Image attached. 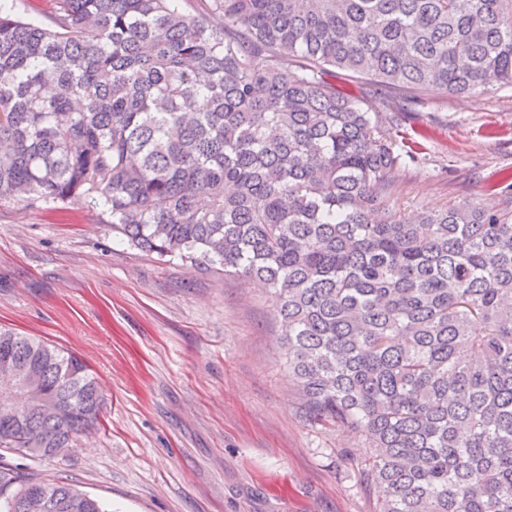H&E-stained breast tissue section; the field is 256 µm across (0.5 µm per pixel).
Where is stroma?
Listing matches in <instances>:
<instances>
[{"mask_svg": "<svg viewBox=\"0 0 512 512\" xmlns=\"http://www.w3.org/2000/svg\"><path fill=\"white\" fill-rule=\"evenodd\" d=\"M386 126L418 145L396 172L403 214L464 202L512 171V88L421 105ZM75 353L102 389L98 428L54 458L0 466L75 485L106 512H378L363 434L309 420L284 326L260 284L128 246L96 212L0 200V328Z\"/></svg>", "mask_w": 512, "mask_h": 512, "instance_id": "stroma-1", "label": "stroma"}]
</instances>
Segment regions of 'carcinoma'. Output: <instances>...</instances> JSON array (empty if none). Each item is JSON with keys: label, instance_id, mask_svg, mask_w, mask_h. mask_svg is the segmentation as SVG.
Wrapping results in <instances>:
<instances>
[{"label": "carcinoma", "instance_id": "cac0c4a2", "mask_svg": "<svg viewBox=\"0 0 512 512\" xmlns=\"http://www.w3.org/2000/svg\"><path fill=\"white\" fill-rule=\"evenodd\" d=\"M502 85L512 0L0 5V200L96 209L162 261L266 285L306 413L367 433L381 512H512V210L389 208L416 148L375 107ZM4 376L39 398L0 409V448L51 457L97 425L76 355L0 329ZM0 512L105 510L0 468ZM56 0H10L14 10L28 19L45 21L53 13Z\"/></svg>", "mask_w": 512, "mask_h": 512}]
</instances>
